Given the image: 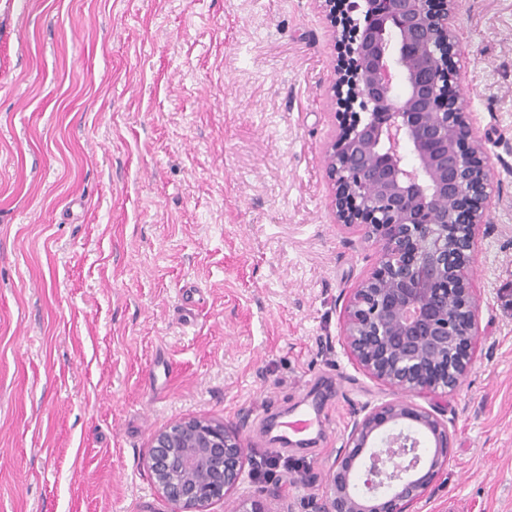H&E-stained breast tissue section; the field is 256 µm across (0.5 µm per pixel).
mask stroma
I'll list each match as a JSON object with an SVG mask.
<instances>
[{
  "mask_svg": "<svg viewBox=\"0 0 512 512\" xmlns=\"http://www.w3.org/2000/svg\"><path fill=\"white\" fill-rule=\"evenodd\" d=\"M458 85L492 221L453 437L416 512H512V0H460ZM338 46L317 0H0V512H170L151 437L236 428L234 498L315 512L354 420L392 397L342 342L381 245L332 223ZM322 398L313 448L268 411Z\"/></svg>",
  "mask_w": 512,
  "mask_h": 512,
  "instance_id": "stroma-1",
  "label": "stroma"
}]
</instances>
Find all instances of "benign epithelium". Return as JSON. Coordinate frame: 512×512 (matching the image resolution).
Masks as SVG:
<instances>
[{"label": "benign epithelium", "mask_w": 512, "mask_h": 512, "mask_svg": "<svg viewBox=\"0 0 512 512\" xmlns=\"http://www.w3.org/2000/svg\"><path fill=\"white\" fill-rule=\"evenodd\" d=\"M340 104L360 111L326 147L336 223L382 241L352 289L342 337L394 398L353 422L317 512H410L448 457L438 412L411 397L458 387L479 300L466 271L490 223L492 179L468 101L452 92L459 0H348ZM148 469L172 512H211L244 471L237 432L188 417L157 431Z\"/></svg>", "instance_id": "7a95c632"}]
</instances>
